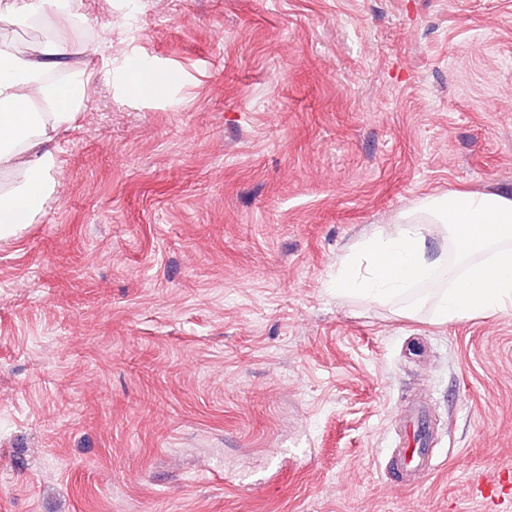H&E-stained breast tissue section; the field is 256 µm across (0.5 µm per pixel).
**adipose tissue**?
Returning a JSON list of instances; mask_svg holds the SVG:
<instances>
[{"label": "adipose tissue", "mask_w": 512, "mask_h": 512, "mask_svg": "<svg viewBox=\"0 0 512 512\" xmlns=\"http://www.w3.org/2000/svg\"><path fill=\"white\" fill-rule=\"evenodd\" d=\"M9 9L46 35L19 48L0 34V240L18 237L55 193L57 141L90 101V60L112 48L108 38L76 41L69 0H11ZM429 207L433 220L391 225L341 257L337 297L406 317L427 307L440 322L512 308V197L459 194ZM438 235L454 244L456 260L429 249ZM427 282L431 292H421Z\"/></svg>", "instance_id": "1"}]
</instances>
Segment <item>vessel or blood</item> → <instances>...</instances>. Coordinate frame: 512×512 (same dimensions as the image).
Returning <instances> with one entry per match:
<instances>
[{
  "mask_svg": "<svg viewBox=\"0 0 512 512\" xmlns=\"http://www.w3.org/2000/svg\"><path fill=\"white\" fill-rule=\"evenodd\" d=\"M405 440L394 456L390 473L395 483L409 487L420 485L434 468L430 428L425 406L415 401L404 415Z\"/></svg>",
  "mask_w": 512,
  "mask_h": 512,
  "instance_id": "vessel-or-blood-1",
  "label": "vessel or blood"
}]
</instances>
